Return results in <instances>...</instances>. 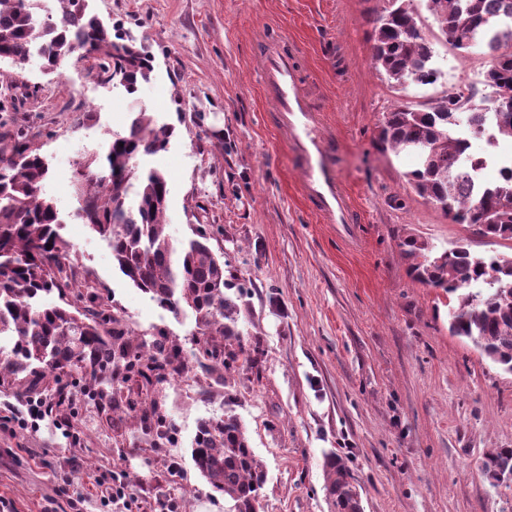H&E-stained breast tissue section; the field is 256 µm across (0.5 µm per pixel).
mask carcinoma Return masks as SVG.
<instances>
[{"label": "carcinoma", "instance_id": "obj_1", "mask_svg": "<svg viewBox=\"0 0 512 512\" xmlns=\"http://www.w3.org/2000/svg\"><path fill=\"white\" fill-rule=\"evenodd\" d=\"M59 2L60 12L45 19L38 0H0V63L16 67L0 71V79L14 87L23 83V63L35 48L46 74H62L73 59L136 93L153 70L148 53L112 32L86 0ZM414 2L384 0L371 19V58L393 86L432 85L441 76ZM426 10L451 48L467 53L470 43L481 44L489 60L484 82L505 112L488 116L475 94L462 90L419 108L398 103L382 113L378 144L414 157L406 183L453 222L470 224L481 236L512 240V172L484 184L470 138L456 133L457 115L466 112L468 127L488 133L491 146L512 142V0H429ZM174 135L173 125L140 109L125 129L112 132L104 154L79 158L74 189L81 199L77 216L108 242L122 275L174 314L193 312L191 364L175 339L146 338L101 295L71 287V275L60 265L71 249L56 230L58 210L44 190L48 165L23 136H0V336L13 339L10 354L0 359V387L30 399L46 395L51 378L49 408L57 417L71 423L86 397L110 417L112 428L141 432L135 451L143 453L157 454L175 443L177 427L165 411L167 385L189 378L207 396L251 357L238 327L237 300L225 293L230 285L224 261L203 232L173 243L165 232L167 178L138 166L139 159L166 150ZM400 247L412 259L416 280L456 298L449 332L512 374V254L478 256L456 244L433 256L414 237ZM53 291L62 304H39L41 295ZM192 458L212 490L230 503L229 512H260L266 470L232 408L199 425ZM323 468L332 512H362L346 462L329 454ZM481 470L493 485L499 475L512 474V448L487 454Z\"/></svg>", "mask_w": 512, "mask_h": 512}]
</instances>
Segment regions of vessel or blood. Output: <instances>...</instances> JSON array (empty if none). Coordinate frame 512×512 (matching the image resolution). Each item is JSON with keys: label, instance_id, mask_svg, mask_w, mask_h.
<instances>
[{"label": "vessel or blood", "instance_id": "b4317fda", "mask_svg": "<svg viewBox=\"0 0 512 512\" xmlns=\"http://www.w3.org/2000/svg\"><path fill=\"white\" fill-rule=\"evenodd\" d=\"M299 50L287 37L266 43L260 85L276 116L286 148L301 164V198L313 214L331 224H359L361 210L337 176L333 163L335 137L322 113L312 105L308 87L297 67Z\"/></svg>", "mask_w": 512, "mask_h": 512}]
</instances>
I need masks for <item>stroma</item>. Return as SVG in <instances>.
Returning a JSON list of instances; mask_svg holds the SVG:
<instances>
[{
	"label": "stroma",
	"instance_id": "obj_1",
	"mask_svg": "<svg viewBox=\"0 0 512 512\" xmlns=\"http://www.w3.org/2000/svg\"><path fill=\"white\" fill-rule=\"evenodd\" d=\"M89 9L153 58L135 94L70 63L46 76L25 69L26 95L0 84V134L23 131L45 157L46 193L71 246L73 285L125 311L133 329L163 331L192 353L196 325L174 316L119 272L108 243L76 216L75 163L102 151L131 114L153 112L176 131L147 167L164 172L168 233L206 232L225 279L244 288L239 327L254 360L209 398L183 392L166 410L190 487L186 512H228L197 471L191 443L224 396L245 424L267 472L263 512H329L325 455L349 466L363 512H512V482L491 485L485 455L512 448V375L448 331V299L416 281L400 243L413 236L442 252L462 242L477 254L512 253L454 223L408 187L410 158L382 151L376 125L400 102L427 104L448 84L481 83V50L436 44L442 79L386 83L371 60V18L382 0H87ZM301 49L302 74L336 136L334 163L365 221L344 230L304 206L300 163L281 144L258 85L264 35ZM0 388L1 512H130L128 497H101L116 473L156 484L159 464L110 455L117 436L94 409L76 428ZM66 494H59L58 486Z\"/></svg>",
	"mask_w": 512,
	"mask_h": 512
}]
</instances>
